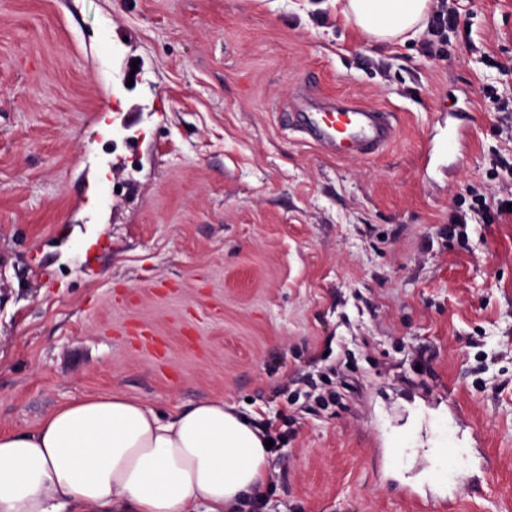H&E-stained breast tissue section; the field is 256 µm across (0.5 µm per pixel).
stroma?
I'll return each mask as SVG.
<instances>
[{"label": "stroma", "instance_id": "1", "mask_svg": "<svg viewBox=\"0 0 512 512\" xmlns=\"http://www.w3.org/2000/svg\"><path fill=\"white\" fill-rule=\"evenodd\" d=\"M455 5L431 55L333 0H0V432L220 397L277 440L238 512H512V215L448 232L512 192V0ZM325 98L393 142L325 154ZM289 110L293 111L289 116L295 129L336 158L349 154L372 157L386 148L395 136L387 112L353 99H328L314 104L304 100ZM340 115L348 119L343 130L336 127Z\"/></svg>", "mask_w": 512, "mask_h": 512}]
</instances>
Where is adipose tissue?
<instances>
[{"mask_svg":"<svg viewBox=\"0 0 512 512\" xmlns=\"http://www.w3.org/2000/svg\"><path fill=\"white\" fill-rule=\"evenodd\" d=\"M432 0H343L378 43L416 35ZM269 435L219 398L164 417L122 395L50 412L0 433V512H234L267 477Z\"/></svg>","mask_w":512,"mask_h":512,"instance_id":"obj_1","label":"adipose tissue"}]
</instances>
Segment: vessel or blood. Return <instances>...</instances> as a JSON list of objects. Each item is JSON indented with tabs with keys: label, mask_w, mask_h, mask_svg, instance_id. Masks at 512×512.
<instances>
[{
	"label": "vessel or blood",
	"mask_w": 512,
	"mask_h": 512,
	"mask_svg": "<svg viewBox=\"0 0 512 512\" xmlns=\"http://www.w3.org/2000/svg\"><path fill=\"white\" fill-rule=\"evenodd\" d=\"M290 121L305 138L338 158L374 156L395 136L388 113L352 99L300 102L293 106Z\"/></svg>",
	"instance_id": "obj_1"
}]
</instances>
